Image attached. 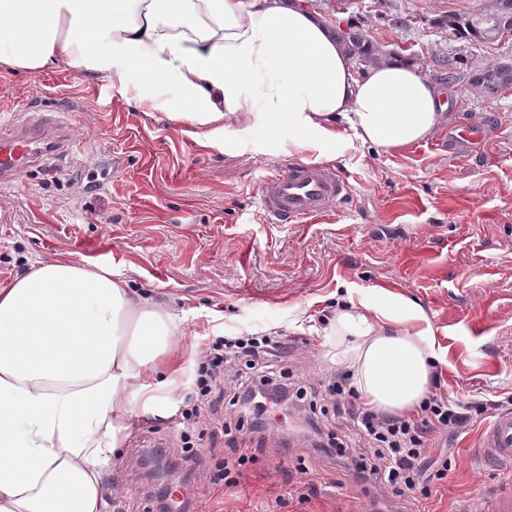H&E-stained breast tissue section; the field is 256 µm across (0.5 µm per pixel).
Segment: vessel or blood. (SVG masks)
<instances>
[{
	"label": "vessel or blood",
	"mask_w": 512,
	"mask_h": 512,
	"mask_svg": "<svg viewBox=\"0 0 512 512\" xmlns=\"http://www.w3.org/2000/svg\"><path fill=\"white\" fill-rule=\"evenodd\" d=\"M73 147L62 117L35 119L29 113L15 112L7 124L0 125V181L31 168L54 170ZM350 192L348 180L336 170L299 160L265 181L258 203L271 223L299 224L324 215ZM476 456L512 470V410L497 412L482 427ZM464 512H512V480L465 505Z\"/></svg>",
	"instance_id": "vessel-or-blood-1"
}]
</instances>
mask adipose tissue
<instances>
[{"label": "adipose tissue", "mask_w": 512, "mask_h": 512, "mask_svg": "<svg viewBox=\"0 0 512 512\" xmlns=\"http://www.w3.org/2000/svg\"><path fill=\"white\" fill-rule=\"evenodd\" d=\"M62 60L204 147L228 123L284 126L289 153L316 144L333 162L347 143L404 149L447 118L419 67L355 69L309 0H0V70ZM392 321L375 305L337 309L330 353L369 406L408 415L433 346ZM183 329L106 264L61 258L0 281V512H107L104 470L128 415L175 393L154 373Z\"/></svg>", "instance_id": "1"}]
</instances>
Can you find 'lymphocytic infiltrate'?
<instances>
[{
    "label": "lymphocytic infiltrate",
    "mask_w": 512,
    "mask_h": 512,
    "mask_svg": "<svg viewBox=\"0 0 512 512\" xmlns=\"http://www.w3.org/2000/svg\"><path fill=\"white\" fill-rule=\"evenodd\" d=\"M286 348L284 338L267 335L216 339L197 361L195 395L182 413L183 420L193 425L208 417L212 437L222 436L218 406L229 383L251 417V433L266 435V414L287 407L294 396L293 383L279 367ZM311 394L331 401L338 419L332 431L318 417L303 420L301 428L314 450L340 463L356 481L372 484L399 501L429 482L428 471L436 462V433L462 431L485 411L482 405L436 394L420 405L416 415L382 416L361 406L343 372L328 374Z\"/></svg>",
    "instance_id": "f902f5d3"
}]
</instances>
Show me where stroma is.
<instances>
[{
	"label": "stroma",
	"instance_id": "stroma-1",
	"mask_svg": "<svg viewBox=\"0 0 512 512\" xmlns=\"http://www.w3.org/2000/svg\"><path fill=\"white\" fill-rule=\"evenodd\" d=\"M329 22L357 21L385 51L432 57L463 50L473 63L512 58V39L460 46L430 18L476 15L496 0H310ZM451 114L434 135L397 152L344 148L334 164L352 186L324 216L272 224L258 205L264 181L292 163L288 131L224 126V144L205 148L178 123L152 118L107 83L67 63L34 73L0 72V120L11 112L64 113L76 151L55 172L26 171L0 183V281L61 257L111 263L130 288L184 316L175 337L178 390L137 412L104 480L111 512H157L155 482L141 462L153 448L189 442L197 456L190 512H375V489L293 442L276 443L293 419L277 415L266 443L185 434L178 409L200 352L218 337L288 338V366L307 385L339 371L325 331L347 301L376 302L394 329H431L440 383L428 394L472 403L512 398V91L484 99L466 83L443 86ZM476 127L479 137L460 134ZM313 320V330L291 323ZM481 423L439 433L448 469L404 512H461L506 478L476 460ZM252 462L237 487L209 482L225 460ZM314 483L299 503L290 487Z\"/></svg>",
	"mask_w": 512,
	"mask_h": 512
}]
</instances>
